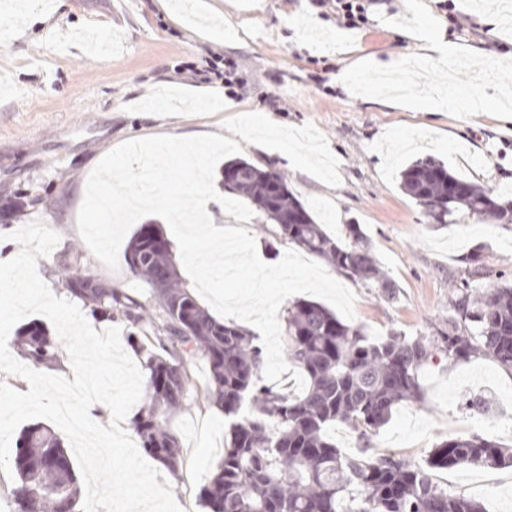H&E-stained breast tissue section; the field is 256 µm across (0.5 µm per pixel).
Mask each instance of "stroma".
<instances>
[{"label": "stroma", "mask_w": 512, "mask_h": 512, "mask_svg": "<svg viewBox=\"0 0 512 512\" xmlns=\"http://www.w3.org/2000/svg\"><path fill=\"white\" fill-rule=\"evenodd\" d=\"M466 15L463 28L448 30L440 0H377L364 28L346 30L348 50L337 49L328 26L332 11L313 0H0V205L26 197L17 216L0 218V261L19 251L8 233L41 220L59 233L52 264H38L53 294L64 293L56 264L76 249L83 266L126 293L147 299L148 286L126 267L111 270L82 240L77 215L86 181L99 160L130 139L217 132L235 140L241 156L284 174L289 189L331 235L360 225L364 240L395 298L353 284L354 325L373 339L397 331L431 336L448 321V299L466 277L471 255L482 274L474 285L493 288L512 281V224L491 217L464 224H435L400 188V172L428 156L488 191L512 198V121L482 112L395 110L377 104L376 71L355 76L351 91L339 79L358 58L398 60L404 95L478 87L492 96L512 92V65L446 70L417 63L420 43L395 28L428 16L437 31H451L461 50L479 49L496 59L512 53V23L485 25L487 0H453ZM302 15L320 51L298 48L287 18ZM221 26L230 39L212 40ZM234 58L245 84L224 95L220 80L198 82L212 55ZM270 115L273 130L295 134L297 149L320 160L318 178L289 170L281 156L263 148L271 130L249 129L240 111ZM422 398L399 405L373 436V451L413 462L428 458L441 442L478 435L512 445V373L491 359L459 364L433 360L420 373ZM183 448V465L170 477L183 512H202L199 493L224 453L228 429L217 408L191 405L171 419ZM477 468L436 471L450 489L480 500L486 512H512V468L496 484L475 486Z\"/></svg>", "instance_id": "35a3bbf8"}]
</instances>
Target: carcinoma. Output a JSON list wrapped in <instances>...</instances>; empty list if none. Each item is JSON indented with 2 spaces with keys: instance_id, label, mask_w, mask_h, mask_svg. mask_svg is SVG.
Wrapping results in <instances>:
<instances>
[{
  "instance_id": "carcinoma-1",
  "label": "carcinoma",
  "mask_w": 512,
  "mask_h": 512,
  "mask_svg": "<svg viewBox=\"0 0 512 512\" xmlns=\"http://www.w3.org/2000/svg\"><path fill=\"white\" fill-rule=\"evenodd\" d=\"M280 188L273 189L272 177ZM227 190L273 221L270 234L322 258L366 288L394 299L355 224L341 242L317 223L280 173L236 158L224 163ZM400 188L437 224L490 216L512 224V202L425 157L400 172ZM129 274L149 284L153 299L139 301L80 266L66 251L59 263L66 290L96 320L123 319L132 349L146 356L145 403L133 429L141 447L177 473L181 438L173 414L193 402L224 412L229 437L224 455L200 491L205 512H484L482 504L440 484L434 471L457 465L512 467V448L479 436L456 437L434 448L422 463L393 453L348 456L328 436L341 424L367 441L396 407L421 399L420 371L433 358L450 364L488 357L512 372V283L484 291L460 283L452 292L448 328L434 336L391 332L376 340L343 322L324 305L297 300L284 309L286 356L306 379L295 394L263 380L262 350L254 337L202 307L186 285L172 243L160 225L147 222L124 252ZM17 349L36 369L59 362L55 339L39 320L23 324ZM204 358L207 384H194L193 363ZM11 490L20 512H76L81 485L76 465L55 430L34 423L21 431L13 458Z\"/></svg>"
}]
</instances>
